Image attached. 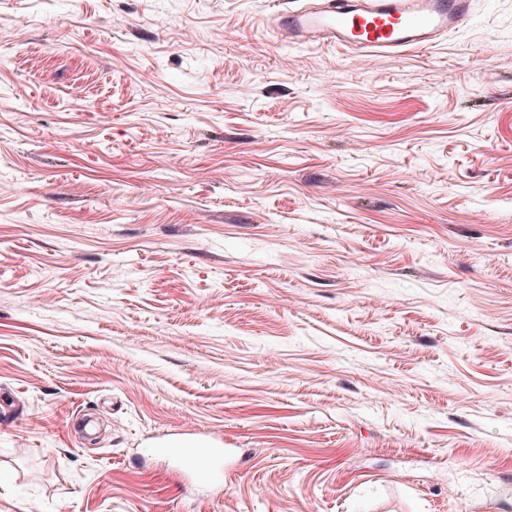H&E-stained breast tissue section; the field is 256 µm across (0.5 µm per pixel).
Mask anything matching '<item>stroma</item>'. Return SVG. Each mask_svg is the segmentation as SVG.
<instances>
[{
    "mask_svg": "<svg viewBox=\"0 0 512 512\" xmlns=\"http://www.w3.org/2000/svg\"><path fill=\"white\" fill-rule=\"evenodd\" d=\"M272 11L0 0V512H486L512 479V0L398 57ZM213 436L219 496L169 452Z\"/></svg>",
    "mask_w": 512,
    "mask_h": 512,
    "instance_id": "35a3bbf8",
    "label": "stroma"
}]
</instances>
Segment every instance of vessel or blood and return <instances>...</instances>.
I'll return each instance as SVG.
<instances>
[{
	"instance_id": "vessel-or-blood-1",
	"label": "vessel or blood",
	"mask_w": 512,
	"mask_h": 512,
	"mask_svg": "<svg viewBox=\"0 0 512 512\" xmlns=\"http://www.w3.org/2000/svg\"><path fill=\"white\" fill-rule=\"evenodd\" d=\"M471 9L472 0H307L296 10L276 9L272 26L286 45L399 55L430 48L460 28ZM182 454L209 482L229 463L224 448H186Z\"/></svg>"
}]
</instances>
